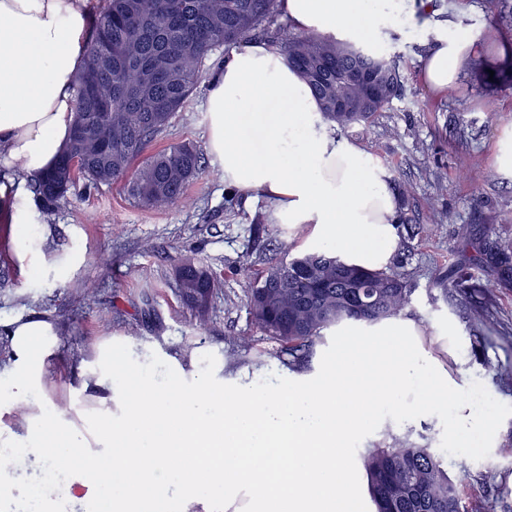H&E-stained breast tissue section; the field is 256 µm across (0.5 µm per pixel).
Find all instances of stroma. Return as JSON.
Returning a JSON list of instances; mask_svg holds the SVG:
<instances>
[{"label": "stroma", "instance_id": "obj_1", "mask_svg": "<svg viewBox=\"0 0 512 512\" xmlns=\"http://www.w3.org/2000/svg\"><path fill=\"white\" fill-rule=\"evenodd\" d=\"M403 2L391 0L395 25L379 24L367 45L400 59L406 92L355 142L373 164L388 170L399 203L409 205L423 228L415 240H398L393 259L414 290L412 319L424 329V351L449 373L466 371L469 389L480 391L498 427L494 447L462 448L448 457V439L436 421L414 427L388 409L385 425L354 443L350 456L361 463L370 448L395 435L426 444L441 455L464 502L482 501L484 512H512V457L497 450L512 439V384L500 378L512 369V288L496 291L500 332L488 340L472 316L481 295L463 300L434 286L454 270L459 242L482 237L486 225H496L501 239H512V174L500 171L493 157L495 143L512 136V87L495 85L484 65L512 42V25L486 0H466L469 22L481 38L456 88L436 96L419 80L434 35L406 14ZM207 92V84H200L152 151L181 142L207 147ZM489 92L497 97L493 113L484 107ZM204 161L207 172L188 185L184 202L157 209L139 206L114 184L77 186L46 212L29 178L0 167V322L34 313L56 321L59 347L46 367L49 403L84 402L71 371L90 362L105 341L119 356L135 350L147 367L154 356L198 349L207 367L223 365L228 377L245 368L263 385L287 374L275 344L251 325L244 306L247 282L232 269L253 251L254 225H264L268 239L285 243L292 254L309 250L307 227L272 223L266 199L226 190L216 174L219 161L209 154ZM17 202L29 213L24 257L12 231ZM184 258L218 274L202 320L175 293L174 272Z\"/></svg>", "mask_w": 512, "mask_h": 512}]
</instances>
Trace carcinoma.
<instances>
[{
  "instance_id": "obj_1",
  "label": "carcinoma",
  "mask_w": 512,
  "mask_h": 512,
  "mask_svg": "<svg viewBox=\"0 0 512 512\" xmlns=\"http://www.w3.org/2000/svg\"><path fill=\"white\" fill-rule=\"evenodd\" d=\"M263 34L286 54L310 85L331 128L367 129L372 119L402 95L404 77L395 58H386L345 39L294 32L278 19L276 0H107L95 17L86 66L75 87L73 134L50 170L32 178V188L47 209L78 182L88 187L124 182L127 193L144 207L179 202L187 185L205 171L203 150L182 143L145 155L203 80L204 64L218 49L236 47ZM320 55L349 72L372 67L387 80L389 93L364 112H330L327 97H351L356 87L343 81L324 85L303 63ZM495 79L512 85V52L491 66ZM80 166L70 170L69 161ZM465 241L454 273L434 286L445 293L480 291L485 307L477 320L494 330V289L512 283V241ZM479 265L490 278L475 283L468 268ZM288 280V297L279 282ZM215 291V276L201 266L188 267L178 283L183 304L203 317ZM411 287L399 266L366 269L332 251L288 257L273 247L264 268L245 289L252 324L279 347L283 363L302 366L327 333L347 324L373 326L413 313ZM368 490L377 512H463L457 486L431 449L405 439L377 446L365 455Z\"/></svg>"
}]
</instances>
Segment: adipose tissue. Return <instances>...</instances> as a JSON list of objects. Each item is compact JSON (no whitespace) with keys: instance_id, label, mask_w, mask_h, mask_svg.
<instances>
[{"instance_id":"obj_1","label":"adipose tissue","mask_w":512,"mask_h":512,"mask_svg":"<svg viewBox=\"0 0 512 512\" xmlns=\"http://www.w3.org/2000/svg\"><path fill=\"white\" fill-rule=\"evenodd\" d=\"M381 0H279L297 30L363 39ZM452 6L420 72L438 94L456 87L480 34ZM91 32L87 0H0V163L34 175L68 143L74 85ZM209 150L225 184L271 201L280 224H308L317 249L372 269L395 251L400 210L386 169L321 118L311 87L272 44L231 50L209 81ZM0 369V512H376L352 443L375 432L382 406L416 421L446 415L452 448L491 442L497 419L470 411L465 374L437 368L413 324L343 329L321 370L265 386L245 376L158 360L162 379L132 356L103 351L80 369L79 408H49L46 363L53 322L9 321ZM417 388L413 404L402 397ZM70 474L67 503L42 485L53 465Z\"/></svg>"}]
</instances>
